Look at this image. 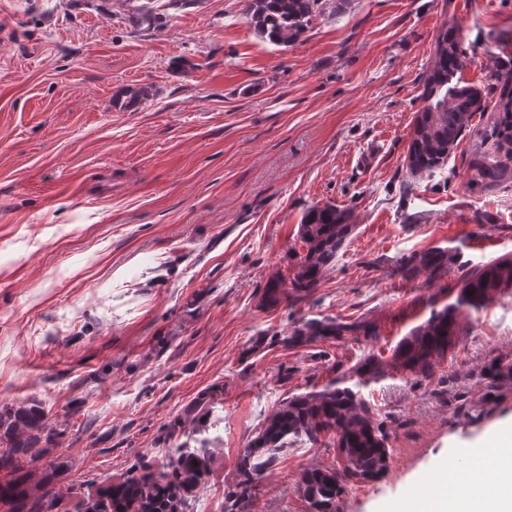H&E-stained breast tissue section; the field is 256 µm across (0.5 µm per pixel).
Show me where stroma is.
<instances>
[{"mask_svg":"<svg viewBox=\"0 0 512 512\" xmlns=\"http://www.w3.org/2000/svg\"><path fill=\"white\" fill-rule=\"evenodd\" d=\"M244 0H191L157 24L135 0H0V407L40 409L58 435L27 461L83 512L101 486L160 469L189 404L211 396L210 471L185 512H224L243 448L289 396L346 376L456 299L461 269L512 253V183L468 164L493 150L495 82L512 76V0H325L302 42L263 41ZM455 27L477 113L433 176L404 165L435 40ZM150 97L115 106L132 88ZM354 229L308 299L261 307L295 265L304 213ZM442 248L457 269L403 279L401 257ZM302 318L376 329L289 348ZM428 385L362 388L390 435L381 478L350 480L339 512H390L441 468L512 425V296L463 311ZM335 448L297 442L265 468L253 512H312L304 470ZM478 380L485 389L494 392L502 382L512 381V362L490 357L478 375Z\"/></svg>","mask_w":512,"mask_h":512,"instance_id":"stroma-1","label":"stroma"}]
</instances>
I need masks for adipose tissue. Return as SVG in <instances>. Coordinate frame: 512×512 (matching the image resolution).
<instances>
[{
	"instance_id": "obj_1",
	"label": "adipose tissue",
	"mask_w": 512,
	"mask_h": 512,
	"mask_svg": "<svg viewBox=\"0 0 512 512\" xmlns=\"http://www.w3.org/2000/svg\"><path fill=\"white\" fill-rule=\"evenodd\" d=\"M403 512H512V434L478 448L470 468L442 474L425 497L409 493Z\"/></svg>"
}]
</instances>
